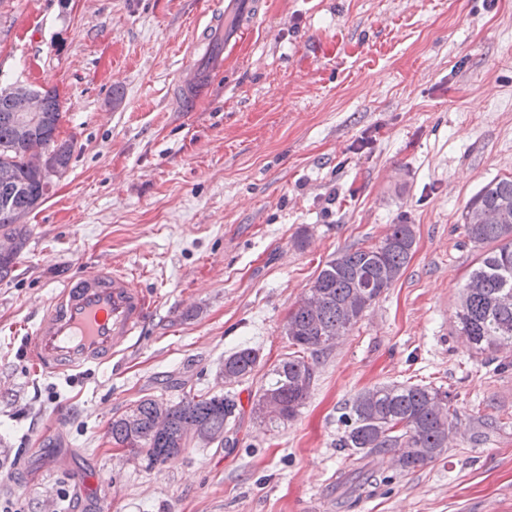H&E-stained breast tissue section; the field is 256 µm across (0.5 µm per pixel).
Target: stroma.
I'll return each instance as SVG.
<instances>
[{
    "mask_svg": "<svg viewBox=\"0 0 512 512\" xmlns=\"http://www.w3.org/2000/svg\"><path fill=\"white\" fill-rule=\"evenodd\" d=\"M206 0H0V73L57 89L67 172L25 219L0 280V500L24 512H512V368L453 327L478 253L462 213L512 175V0H268L192 112L169 108ZM412 225L400 278L320 355L298 415L252 413L289 351V312L325 263ZM307 232L304 248L293 240ZM109 260L153 299L124 357L35 372L44 305ZM263 362L232 385L221 446L147 467L113 416L147 394L219 392L226 355ZM390 382L447 391L457 439L410 471L340 447L342 408ZM366 465L376 477H356ZM98 476L86 490L83 476Z\"/></svg>",
    "mask_w": 512,
    "mask_h": 512,
    "instance_id": "obj_1",
    "label": "stroma"
}]
</instances>
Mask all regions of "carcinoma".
I'll use <instances>...</instances> for the list:
<instances>
[{
  "mask_svg": "<svg viewBox=\"0 0 512 512\" xmlns=\"http://www.w3.org/2000/svg\"><path fill=\"white\" fill-rule=\"evenodd\" d=\"M47 122L35 128L41 141L55 152L61 172L69 168L73 143L56 140L62 120L56 91L46 96ZM13 151L0 154V169L12 172L13 182L0 180V234L16 241L21 249L26 225L20 219L33 211L39 198H46L50 186L27 166L18 144L16 104L0 96V146ZM466 235L474 247L482 249L468 279L461 287L454 318L467 337L475 355L494 360V354L512 351V177L494 178L485 184L466 207ZM412 225L394 224L377 245L349 248L326 262L313 284L319 294L311 307L299 299L288 316L285 332L296 351L271 365L265 381L255 394L253 411L273 402L280 411L264 422L277 432L294 419L309 396L315 377L314 363L308 357L323 354L332 347L330 340L349 333L365 311L392 287L381 274L389 270L401 275L414 245ZM488 243L496 247L486 251ZM364 293L363 307L349 309L354 292ZM310 356H305V353ZM257 349L244 347L224 357L220 373L241 381L252 376L260 365ZM133 417H112L109 435L112 445L132 454L146 455L147 467L163 465L194 443L206 438L224 444V430L239 412L236 394H190L171 403L145 395L131 405ZM167 428L155 429L159 415ZM448 393L428 385L388 383L369 388L345 403L339 422L344 426L341 446L363 459L374 454H396V465L410 471L439 458L454 435Z\"/></svg>",
  "mask_w": 512,
  "mask_h": 512,
  "instance_id": "1",
  "label": "carcinoma"
}]
</instances>
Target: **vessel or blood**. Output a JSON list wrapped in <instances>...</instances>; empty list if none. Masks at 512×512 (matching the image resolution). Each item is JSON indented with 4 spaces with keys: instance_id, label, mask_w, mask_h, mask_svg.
Returning <instances> with one entry per match:
<instances>
[{
    "instance_id": "vessel-or-blood-1",
    "label": "vessel or blood",
    "mask_w": 512,
    "mask_h": 512,
    "mask_svg": "<svg viewBox=\"0 0 512 512\" xmlns=\"http://www.w3.org/2000/svg\"><path fill=\"white\" fill-rule=\"evenodd\" d=\"M263 0H218L204 10L188 51L190 65L171 93L179 112L192 111L195 93L223 72L225 52L252 28ZM151 303L130 273L99 263L68 281L45 305L25 347L35 371L56 374L110 363L138 339Z\"/></svg>"
}]
</instances>
